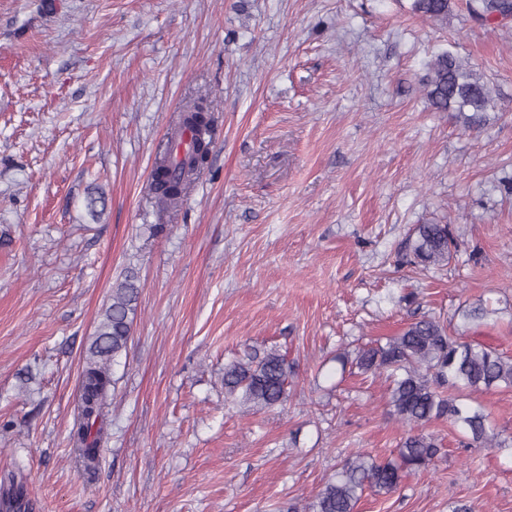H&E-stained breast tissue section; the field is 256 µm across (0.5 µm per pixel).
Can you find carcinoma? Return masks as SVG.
I'll list each match as a JSON object with an SVG mask.
<instances>
[{"label":"carcinoma","instance_id":"cac0c4a2","mask_svg":"<svg viewBox=\"0 0 512 512\" xmlns=\"http://www.w3.org/2000/svg\"><path fill=\"white\" fill-rule=\"evenodd\" d=\"M474 9L485 22L512 15V0H477ZM450 0H412L414 14L435 22L448 19ZM424 95L439 112H456L466 126L482 124L485 113L497 108L481 74L464 58L446 50L438 53L422 81ZM199 98L181 114L178 128L194 132L189 151L180 160L163 157L154 170L151 190L162 212L180 207L206 163L211 120ZM200 117L197 123L191 119ZM453 238L446 224H418L409 237L402 263L423 268L443 267L453 257ZM137 275L129 271L112 289L111 303L100 319L87 349L77 397V418L71 432L73 451L89 468L110 435L111 363L126 349L131 335L139 289ZM341 369L352 364L361 374L384 377L388 382L390 412L406 432L393 457L379 460L357 450L343 460L325 482L310 512H356L365 491L394 492L411 475L436 469L440 448L425 431L433 420L446 418L467 433L469 447L500 448L499 433L489 425L488 414L475 395L498 388H512V355L472 343L448 331L443 321L424 316L408 323L397 335L359 349L353 360L336 355ZM293 376L287 356L277 350L248 353L224 364V399L252 411L271 410L287 398ZM448 388L468 391V402L448 395ZM25 482L11 473L0 484V512H31Z\"/></svg>","mask_w":512,"mask_h":512}]
</instances>
